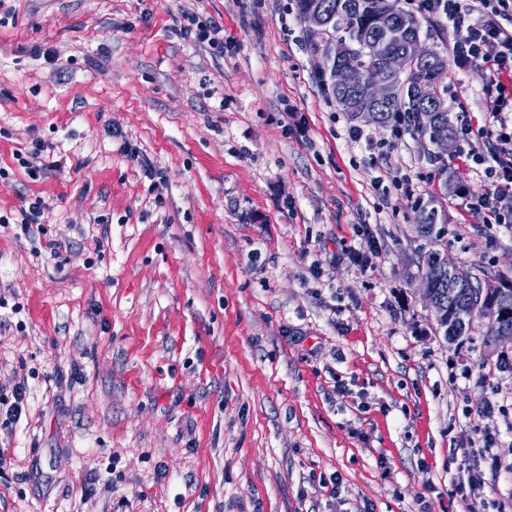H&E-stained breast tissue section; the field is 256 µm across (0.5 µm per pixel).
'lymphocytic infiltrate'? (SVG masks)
<instances>
[{
	"instance_id": "obj_1",
	"label": "lymphocytic infiltrate",
	"mask_w": 512,
	"mask_h": 512,
	"mask_svg": "<svg viewBox=\"0 0 512 512\" xmlns=\"http://www.w3.org/2000/svg\"><path fill=\"white\" fill-rule=\"evenodd\" d=\"M417 9L448 22L454 36L453 52L483 65L482 90L490 110L483 125H473L460 114L457 135L467 161L483 174L480 184L466 187L470 211L490 224H512V0H417Z\"/></svg>"
}]
</instances>
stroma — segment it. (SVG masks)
<instances>
[{
    "instance_id": "1",
    "label": "stroma",
    "mask_w": 512,
    "mask_h": 512,
    "mask_svg": "<svg viewBox=\"0 0 512 512\" xmlns=\"http://www.w3.org/2000/svg\"><path fill=\"white\" fill-rule=\"evenodd\" d=\"M0 16V394L29 388L0 423V512H466L473 470L512 512V372L486 327L436 336L410 277L436 165L408 133L383 156L389 128L349 139L291 0ZM192 18L223 47L185 37ZM480 75L448 62V108L476 123ZM444 204L449 259L512 264V227ZM27 384L23 380L19 382L11 393V397L0 396V416L5 413L6 424H12L20 420L23 410L27 406Z\"/></svg>"
}]
</instances>
